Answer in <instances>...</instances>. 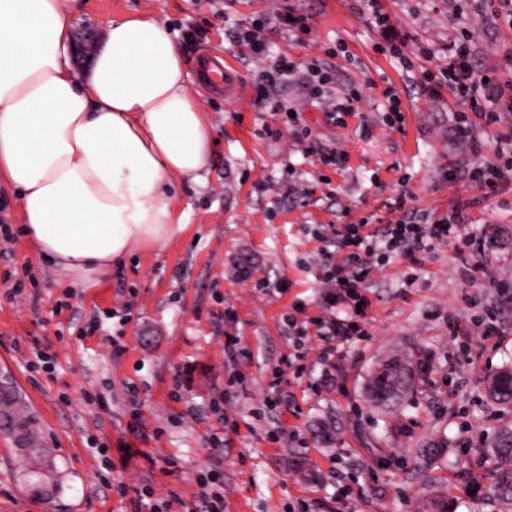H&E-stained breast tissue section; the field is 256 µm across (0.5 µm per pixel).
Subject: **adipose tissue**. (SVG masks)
I'll use <instances>...</instances> for the list:
<instances>
[{"mask_svg": "<svg viewBox=\"0 0 512 512\" xmlns=\"http://www.w3.org/2000/svg\"><path fill=\"white\" fill-rule=\"evenodd\" d=\"M71 27L64 0H0V184L38 255L83 285L182 230L174 190L204 183L209 129L157 20L113 21L82 82Z\"/></svg>", "mask_w": 512, "mask_h": 512, "instance_id": "adipose-tissue-1", "label": "adipose tissue"}]
</instances>
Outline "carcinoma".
I'll list each match as a JSON object with an SVG mask.
<instances>
[{
  "instance_id": "carcinoma-1",
  "label": "carcinoma",
  "mask_w": 512,
  "mask_h": 512,
  "mask_svg": "<svg viewBox=\"0 0 512 512\" xmlns=\"http://www.w3.org/2000/svg\"><path fill=\"white\" fill-rule=\"evenodd\" d=\"M416 387L414 363L398 354L377 363L366 381L365 394L375 407L394 412L413 394ZM487 397L504 407H512V366L496 372L486 388ZM450 452L448 445L428 442L419 449L421 464L431 467ZM494 461L491 484L485 494L498 512H512V427L503 428L489 445Z\"/></svg>"
}]
</instances>
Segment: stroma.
Masks as SVG:
<instances>
[{
	"label": "stroma",
	"instance_id": "stroma-1",
	"mask_svg": "<svg viewBox=\"0 0 512 512\" xmlns=\"http://www.w3.org/2000/svg\"><path fill=\"white\" fill-rule=\"evenodd\" d=\"M382 3L413 66L399 63L367 0H67L73 32L88 28L102 41L121 16L166 25L213 143L204 185L177 191L183 229L85 287L40 261L16 196L0 188V225L11 229L0 234V359L35 406L41 440L21 455L0 436V512H133L120 483L150 488L170 512H195L198 480L211 470L224 475V512H420L438 493L458 512H494L469 480L488 484L482 448L512 425V408L484 395L487 379L512 363V174L487 195L470 172L497 163L512 98L496 104V123L470 114L475 154L457 132L462 101L444 86L430 95L423 71L447 66L467 31L474 71L512 82V26L491 20L484 0ZM291 8L310 33L281 23ZM257 25L261 59L239 38ZM423 47L432 63L418 58ZM283 55L320 60L337 91L358 89L354 112L331 122L329 98L298 74L261 93L264 70ZM205 57L231 62L244 94L203 91ZM281 102L299 110L300 125L285 124ZM394 106L403 121L391 126ZM305 128L343 161L322 164ZM403 192L431 222L465 202V221L449 242L375 269L361 334L338 339L329 360L315 340L296 359L282 316L320 315V253L335 227L400 221ZM471 238L481 254L465 248ZM488 313L499 326L491 338L477 324ZM228 336L240 342L237 358L224 353ZM392 351L431 368L391 416L365 400L363 384ZM136 414L144 426L135 431ZM216 437L223 450L213 449ZM441 437L466 472L445 462L421 471L419 444Z\"/></svg>",
	"mask_w": 512,
	"mask_h": 512
}]
</instances>
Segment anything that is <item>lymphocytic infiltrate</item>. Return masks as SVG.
Instances as JSON below:
<instances>
[{"instance_id":"obj_1","label":"lymphocytic infiltrate","mask_w":512,"mask_h":512,"mask_svg":"<svg viewBox=\"0 0 512 512\" xmlns=\"http://www.w3.org/2000/svg\"><path fill=\"white\" fill-rule=\"evenodd\" d=\"M471 51L469 41H461L459 56L440 73L424 71V80L434 83L443 77L450 89L459 92L468 103L470 112H483L487 122H495V111H483V103L496 102L506 86L495 75L481 78L465 65ZM463 206H456L444 223L415 224L405 221L388 225L383 234L367 231L361 224H346L336 233L337 250L321 253L323 267V313L310 321L285 315L284 321L295 349H304L311 339L323 346L322 358H330L336 339L358 334L362 318L357 305L364 301V283L386 258L401 253L427 251L454 236L464 216Z\"/></svg>"}]
</instances>
